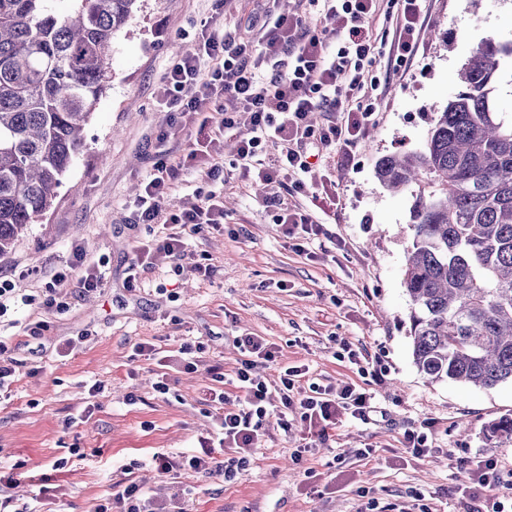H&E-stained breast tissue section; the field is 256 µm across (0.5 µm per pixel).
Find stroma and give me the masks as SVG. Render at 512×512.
<instances>
[{"instance_id": "obj_1", "label": "stroma", "mask_w": 512, "mask_h": 512, "mask_svg": "<svg viewBox=\"0 0 512 512\" xmlns=\"http://www.w3.org/2000/svg\"><path fill=\"white\" fill-rule=\"evenodd\" d=\"M269 8L306 21L319 12L309 0H233L220 7L214 0H138L112 39V81L84 129L83 151L52 207L0 256V280L24 298L0 317V339L11 344L15 361L12 396L0 402V470L25 475L0 490L11 512H93L127 475L164 499L175 485L189 488L186 512H361L371 501H411L417 512H491L488 493L456 481V463L492 457L512 477V443L484 432L512 417V383L432 382L413 362L404 286L410 197L388 191L375 171L383 156L424 145L482 40L512 37V0H423L419 49L392 70L387 53L395 23L378 21L382 53L372 73L382 83L374 124L353 148L351 164L327 149L304 176L309 192L333 202L327 234L310 244V256L292 249L267 205L273 197L297 201L290 182L264 186L244 176L233 164L235 129L224 135L223 181L201 169L185 173L172 200L186 208L197 192L221 193L224 224L190 237L182 257L159 262L138 287H127L135 250L150 239L146 225L130 226V206L159 142L178 150L188 140L171 136L157 102L165 72L201 29L257 37L252 23ZM78 245L104 275L90 296L74 282L58 287L54 278ZM199 264L209 266V276L195 273ZM52 294L67 311L45 309ZM38 321L46 329L29 335ZM247 333L279 349L277 362L262 370L270 383H278L283 367L304 365L310 383L368 386L376 413L365 422L337 416L329 440L303 465L292 459L303 425L287 432L272 419L254 464L236 481L191 471L159 476L147 461L152 452L190 454L212 437L210 368L231 374L240 359L233 339ZM71 339L80 345L69 352ZM186 341L206 347L192 373L169 362ZM140 342L154 345L153 354L136 355ZM346 346L385 367L382 381L370 382L340 359ZM162 376L165 394L154 389ZM95 384L101 390L93 396ZM420 426L431 451L417 458L404 434ZM368 444L376 458L356 459L354 449ZM336 456L343 460L338 469L330 466Z\"/></svg>"}]
</instances>
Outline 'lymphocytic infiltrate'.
<instances>
[{"mask_svg":"<svg viewBox=\"0 0 512 512\" xmlns=\"http://www.w3.org/2000/svg\"><path fill=\"white\" fill-rule=\"evenodd\" d=\"M322 12L314 28L301 19L283 14H265L260 48L251 42H233L216 33H201L194 47L180 54L166 71L159 97L171 115L190 117L196 129L192 142L178 157L161 150L143 180L134 201L132 221L156 224L164 233L139 247L129 266L128 286H135L146 270L162 258H177L185 234L199 233L204 226L224 221V202L212 193H202L188 209H172L170 198L181 172L207 158L209 178L223 173V137L236 125L232 112H217L219 98L236 102L249 125V135L239 140L236 161L243 172H256L260 181L271 184L279 176L293 180L295 192H303V174L311 171L309 145L328 149L354 146L368 131L375 112V96L381 81H363L364 71L376 62L372 23L382 7L396 10V32L390 54L404 63L418 50L417 25L421 0H322ZM335 41H328V34ZM334 110L342 123L314 126L313 112ZM280 144V152L268 168L256 162L268 140ZM274 205L285 235L294 239L298 253L325 232L324 209L318 200L309 205L289 207L282 200ZM241 358L233 381L242 393L237 407H227L222 387L224 375L214 372L210 398L214 404L215 435L223 456L204 448L182 461L164 451L154 452L152 467L162 475L185 469L218 474L233 481L254 462L259 432L270 418L283 429L300 420L315 441L324 442L339 414L365 421L373 412V395L354 384H310L307 391L295 387L306 375L299 367L284 368L280 383L270 387L257 372L258 365L275 362L278 350L265 338L250 334L235 337Z\"/></svg>","mask_w":512,"mask_h":512,"instance_id":"obj_1","label":"lymphocytic infiltrate"}]
</instances>
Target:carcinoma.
I'll return each instance as SVG.
<instances>
[{
	"mask_svg": "<svg viewBox=\"0 0 512 512\" xmlns=\"http://www.w3.org/2000/svg\"><path fill=\"white\" fill-rule=\"evenodd\" d=\"M0 0V255L52 205L82 131L112 81V38L137 0ZM512 38L488 37L423 148L384 156L376 175L410 192L404 285L418 370L432 382H512V113L496 98ZM512 441V417L488 428Z\"/></svg>",
	"mask_w": 512,
	"mask_h": 512,
	"instance_id": "carcinoma-1",
	"label": "carcinoma"
}]
</instances>
